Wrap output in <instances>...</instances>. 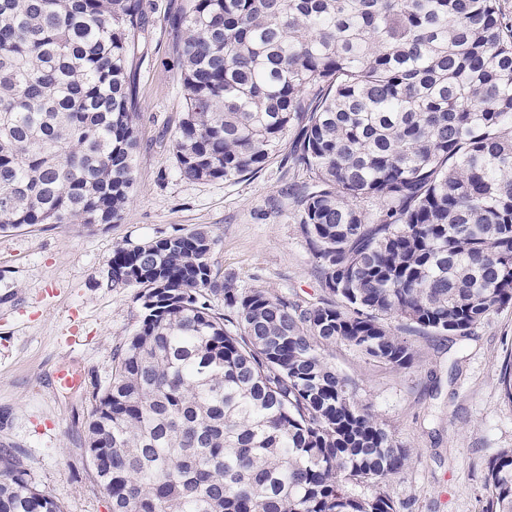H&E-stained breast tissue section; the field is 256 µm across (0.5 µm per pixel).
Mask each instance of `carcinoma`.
Here are the masks:
<instances>
[{"label": "carcinoma", "instance_id": "1", "mask_svg": "<svg viewBox=\"0 0 512 512\" xmlns=\"http://www.w3.org/2000/svg\"><path fill=\"white\" fill-rule=\"evenodd\" d=\"M179 174L259 169L295 126L327 297L237 288L196 229L112 252L141 320L92 395L109 512H396L413 450L330 349L401 370L512 306V17L501 0H192ZM142 0H0V231L114 224L135 181ZM375 199L376 216L360 202ZM224 295L227 312L208 295ZM512 403V353L499 371ZM482 512H512V448ZM0 512H64L0 455Z\"/></svg>", "mask_w": 512, "mask_h": 512}]
</instances>
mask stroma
<instances>
[{
	"instance_id": "1",
	"label": "stroma",
	"mask_w": 512,
	"mask_h": 512,
	"mask_svg": "<svg viewBox=\"0 0 512 512\" xmlns=\"http://www.w3.org/2000/svg\"><path fill=\"white\" fill-rule=\"evenodd\" d=\"M189 0H143L145 32L134 60L138 113L135 183L114 224H40L0 233V450L65 512H108L84 452L92 395L112 374L115 350L141 318L137 288L107 279L114 249L196 228L215 239L212 259L238 288L300 302L325 295L300 230L295 197L310 173L282 146L253 175L180 177L172 138L183 112L175 22ZM417 363L395 370L349 347L330 352L362 400L415 452L387 491L397 512H482L485 463L512 448V404L498 381L512 349V307L492 312L470 338L417 335ZM78 382L58 387V370Z\"/></svg>"
}]
</instances>
